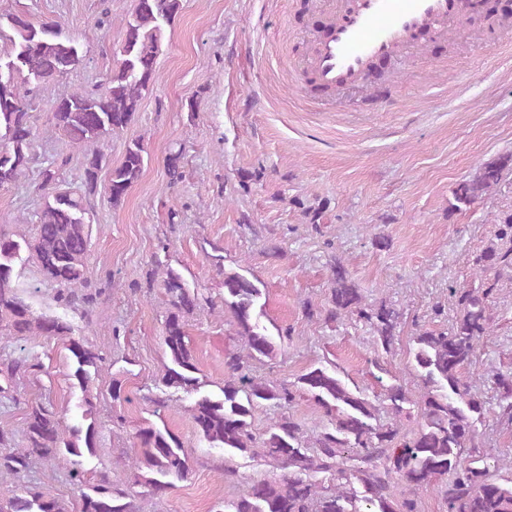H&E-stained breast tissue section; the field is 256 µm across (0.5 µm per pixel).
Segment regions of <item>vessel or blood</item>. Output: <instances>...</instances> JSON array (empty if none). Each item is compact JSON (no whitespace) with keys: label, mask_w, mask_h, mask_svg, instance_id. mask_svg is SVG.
I'll return each instance as SVG.
<instances>
[{"label":"vessel or blood","mask_w":512,"mask_h":512,"mask_svg":"<svg viewBox=\"0 0 512 512\" xmlns=\"http://www.w3.org/2000/svg\"><path fill=\"white\" fill-rule=\"evenodd\" d=\"M459 0H337L309 56L321 92L364 84L374 66L413 54L423 36L456 25Z\"/></svg>","instance_id":"b4317fda"}]
</instances>
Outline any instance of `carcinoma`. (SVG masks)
Here are the masks:
<instances>
[{
  "label": "carcinoma",
  "instance_id": "carcinoma-1",
  "mask_svg": "<svg viewBox=\"0 0 512 512\" xmlns=\"http://www.w3.org/2000/svg\"><path fill=\"white\" fill-rule=\"evenodd\" d=\"M181 0H136L124 20V40L116 65L89 88L62 87L50 108L52 127L71 146L84 150L83 189L59 188V172L69 158L58 156L41 170L38 190L44 204L31 218L30 235L0 227V336L21 339L45 336L65 342L83 397V423L68 426L54 405H27L22 428L23 446L14 447V433L0 428V478H19L36 459H62L72 476L82 477L83 460L95 455L98 427L91 386L107 356L74 338L66 319L38 315L14 285L16 265L28 253L43 282L56 287V301L90 315L102 291L88 290L86 263L90 244L92 200L104 193L119 207L140 178L146 150L141 140L126 146L122 161L110 166L100 146L112 133L127 128L138 112L143 92L156 82V60L166 39V27L179 14ZM0 37L10 50L0 56V69L17 71L12 84L0 81V189H10L24 178L35 161L32 111L43 85L59 80L85 57L82 45L59 21L35 22L23 14L0 15ZM512 155L486 162L453 191L454 208H467L491 192ZM110 168L99 186V172ZM497 242L476 258L478 284L453 288L458 313L447 331L420 329L413 336L412 358L419 382V398L409 397L399 382L384 383L389 374L384 357L392 354L400 312L381 302L368 303L344 262L331 266V287L324 321L351 319L372 332L377 371L375 385L389 401L392 421L382 422L374 400L350 387L335 366L320 364L293 382L261 380L252 362L273 359L291 340L289 331L272 333L262 320L263 289L246 275L224 272V311L231 314L244 350L224 358V386L220 394L201 393L202 382L185 325L200 308L199 294L182 274L157 263L151 276L160 277L166 315L161 383L175 392L196 393L191 406L196 433L207 447L223 452L224 481L233 482L237 455L264 459L276 473L252 481L248 490L224 501V512H420L418 491L437 477H448L441 487L444 512H512V474H499V460L476 454L481 447L477 424L485 402L465 375L477 345L490 331L488 298L504 274L512 272V210L496 216ZM40 368L34 357L6 364L8 377ZM493 379L503 396L498 416L512 423V372ZM314 402L322 426L313 437L294 414L302 400ZM274 411L266 430L253 431L259 409ZM417 409L412 435L403 432V419ZM132 464L141 495L159 499L191 472V457L180 438L167 427L144 421L133 436ZM475 456L463 458L466 450ZM0 512H69L51 491L26 486L0 499ZM79 512H141L136 496L112 483L107 472L96 475L81 494Z\"/></svg>",
  "mask_w": 512,
  "mask_h": 512
}]
</instances>
